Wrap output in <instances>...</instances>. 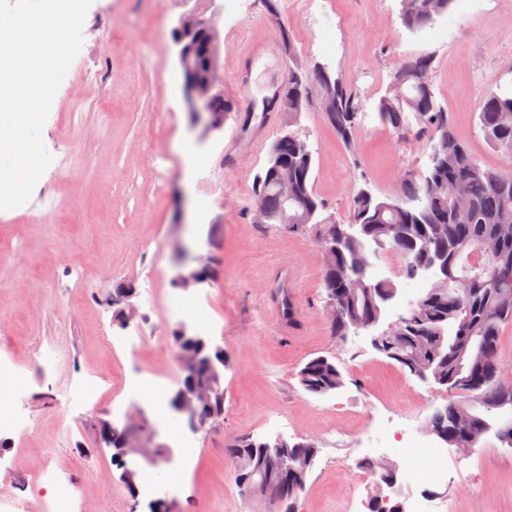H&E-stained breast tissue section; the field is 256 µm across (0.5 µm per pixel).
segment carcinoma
I'll use <instances>...</instances> for the list:
<instances>
[{
  "label": "carcinoma",
  "instance_id": "carcinoma-1",
  "mask_svg": "<svg viewBox=\"0 0 512 512\" xmlns=\"http://www.w3.org/2000/svg\"><path fill=\"white\" fill-rule=\"evenodd\" d=\"M455 0H402L401 21L409 30H419L451 9ZM281 36L293 67L288 70L285 105L295 115L311 109L312 88L329 92L333 109L323 113L336 137L351 152L356 150L355 132L364 111L360 96L350 84L330 85L324 73L306 69L298 60L288 26ZM216 59V50L202 37L194 54L193 67L205 72ZM433 59L416 54L403 59L391 74L388 92L380 98V120L397 136L412 131L408 115L419 125L416 134H429V165L425 172L411 173L398 191L385 198L366 189L352 200L349 226L358 235L344 238L342 225L336 228V254L323 267V287L336 297V316L330 319L331 334L348 335L353 322L380 319L383 306L393 300L396 284L371 275L364 244L373 243L392 251L401 261L402 274L409 278V265L426 266L441 255L448 263V279L460 287L432 286L433 296H421L408 303L417 317L396 336L385 338V357L408 371L416 366L428 378L450 392L442 408L443 418L428 420L445 432L446 444L476 447L488 433L512 448V438H502L503 425L512 427V381L505 377L500 362V330L512 322V172L483 168L468 147L457 139L448 110L436 103L433 87L422 84L432 71ZM484 134L496 146L512 152V91L491 93L479 112ZM288 164L293 195L303 216L311 224L325 204L314 193L311 176L314 165L307 142L290 131L271 145L266 164L255 177L252 194L265 196L275 211L281 198L274 185L275 165ZM458 188L468 202L457 207L448 187ZM489 265L499 274L489 280L483 272ZM304 391L322 396L344 385L343 375L331 358L319 355L308 360L297 373ZM264 441L241 435L225 451L241 469L262 462ZM296 482L288 484L284 512H299V501L314 466L318 448L310 442L290 446ZM371 480L386 483L391 476L386 462L361 463Z\"/></svg>",
  "mask_w": 512,
  "mask_h": 512
}]
</instances>
